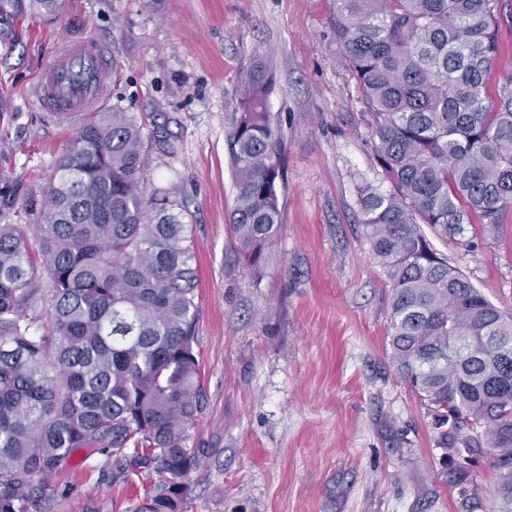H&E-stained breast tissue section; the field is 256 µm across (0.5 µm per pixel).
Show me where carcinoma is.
<instances>
[{"label": "carcinoma", "instance_id": "obj_1", "mask_svg": "<svg viewBox=\"0 0 512 512\" xmlns=\"http://www.w3.org/2000/svg\"><path fill=\"white\" fill-rule=\"evenodd\" d=\"M62 0H0V43L24 12ZM499 0H336L331 25L374 119L393 185L358 198L386 271L390 347L448 456L494 448L499 512H512V317L433 250L422 225L496 228L512 209V72L494 100ZM273 77L247 75L230 136L229 230L256 265L280 224L281 129ZM144 123L119 107L81 125L42 187L39 223L11 224L24 185L0 179V512H46L39 477L73 455L106 456L104 480L151 481L134 512H182L200 464L188 426L205 407L196 345L189 212L147 191ZM35 228L39 257L29 249ZM50 335L38 334L43 288Z\"/></svg>", "mask_w": 512, "mask_h": 512}]
</instances>
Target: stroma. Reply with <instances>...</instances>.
I'll return each instance as SVG.
<instances>
[{"label": "stroma", "mask_w": 512, "mask_h": 512, "mask_svg": "<svg viewBox=\"0 0 512 512\" xmlns=\"http://www.w3.org/2000/svg\"><path fill=\"white\" fill-rule=\"evenodd\" d=\"M336 0H63L0 45V177L28 188L20 223L76 123L43 111L35 85L68 40L112 53L102 111L144 117L148 188L175 187L198 259L197 345L206 405L189 426L202 449L183 512H497L494 451L451 486L432 417L389 347L390 284L357 221L358 191L391 183L371 116L332 36ZM496 91L512 68V0H500ZM283 132L279 231L260 267L239 257L229 139L255 64ZM424 233L436 252L512 315V212ZM104 456L41 478L48 512H133L149 488L101 479Z\"/></svg>", "instance_id": "stroma-1"}]
</instances>
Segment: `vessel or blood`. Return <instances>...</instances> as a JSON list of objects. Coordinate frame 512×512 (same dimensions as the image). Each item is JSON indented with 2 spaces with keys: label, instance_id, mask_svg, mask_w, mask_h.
<instances>
[{
  "label": "vessel or blood",
  "instance_id": "vessel-or-blood-1",
  "mask_svg": "<svg viewBox=\"0 0 512 512\" xmlns=\"http://www.w3.org/2000/svg\"><path fill=\"white\" fill-rule=\"evenodd\" d=\"M111 65L101 44L70 43L38 77L40 106L63 120L82 117L102 101Z\"/></svg>",
  "mask_w": 512,
  "mask_h": 512
}]
</instances>
